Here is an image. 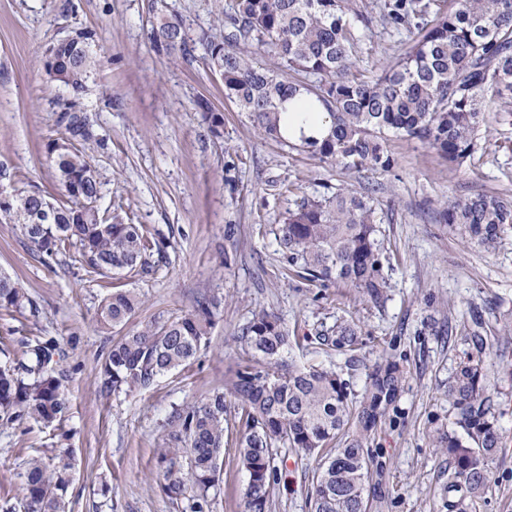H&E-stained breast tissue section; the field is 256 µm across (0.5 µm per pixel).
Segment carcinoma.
Returning a JSON list of instances; mask_svg holds the SVG:
<instances>
[{
	"mask_svg": "<svg viewBox=\"0 0 512 512\" xmlns=\"http://www.w3.org/2000/svg\"><path fill=\"white\" fill-rule=\"evenodd\" d=\"M435 0H383V20L396 30L417 34L404 57L381 74L363 79L353 73L357 38L348 16L353 0H230L216 32L202 38L208 61L224 76V97L248 113L258 133L291 149H301L322 163L345 170L389 171L395 158L387 147L388 131L417 139L439 152L448 167H462L477 151L486 125L484 103L500 102L512 112V0H457V8L430 18ZM154 47L166 54L188 51L185 22L177 13H158L152 25ZM87 37L62 46L71 60L72 88L82 89L93 63ZM269 48L280 71L256 57ZM321 106L327 134L288 138L281 125L285 103L296 97ZM211 135L224 136V117L209 102L198 101ZM65 137L78 139L57 152L50 141L62 197L49 223L25 224L22 231L47 259L74 251L88 279L134 272L161 250L142 224H126L100 214L101 183L91 152L104 144L78 100L59 116ZM91 206L76 212L72 196ZM50 196L19 189L11 212L38 213ZM441 219L461 238L486 252L496 250L512 229V199L475 193L444 202ZM378 210L368 195L353 191L305 198L280 225V245L288 252L290 272L304 281L338 282L365 301L382 307L390 283L384 270ZM31 303L20 284L0 275V309ZM141 298L117 288L103 298L101 328L124 327L137 313ZM216 303L196 300L192 311L153 319L112 342L100 365L101 390L114 395L152 387L159 378L190 364L210 340ZM473 321L470 335L478 355L459 362L448 383L454 427L439 429L434 446L448 454V501L451 512H476L490 488L489 462L504 447V435L492 412L484 355L492 344L481 338ZM335 338L321 337L338 349H358L356 326L336 325ZM245 365L231 382L230 394L241 409L239 462L248 475V512H266L277 473L276 448H292L315 458L310 488L313 512H367L371 436L385 422L390 406L406 383V372L384 354L369 369L360 393L350 391L336 371L289 360L290 336L280 318L261 308L240 336ZM56 342L35 339L28 345L32 364L0 366V416L25 414L52 424L66 409L68 376L52 364ZM33 376L27 383L18 370ZM230 405L215 390L200 402L173 410L167 421L168 447L158 452L161 490L183 512H210V491L219 481L224 433ZM463 433H458L456 428ZM72 468L69 449L45 462L27 461L21 478L23 512H62Z\"/></svg>",
	"mask_w": 512,
	"mask_h": 512,
	"instance_id": "cac0c4a2",
	"label": "carcinoma"
}]
</instances>
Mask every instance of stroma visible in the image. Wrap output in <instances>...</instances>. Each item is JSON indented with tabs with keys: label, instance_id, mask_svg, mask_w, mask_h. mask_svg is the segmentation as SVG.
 <instances>
[{
	"label": "stroma",
	"instance_id": "stroma-1",
	"mask_svg": "<svg viewBox=\"0 0 512 512\" xmlns=\"http://www.w3.org/2000/svg\"><path fill=\"white\" fill-rule=\"evenodd\" d=\"M229 0H0V190L61 191L47 154L62 138L58 117L79 97L104 149L93 163L100 212L156 233L163 249L148 268L119 280L88 281L71 254L43 262L20 225L0 219V273L17 280L32 306L0 310V365L24 357L34 339H54L53 361L66 371L67 409L45 426L22 416L0 423V504L18 500L25 462L69 449L73 468L67 512H182L160 490L157 454L175 406L226 390L242 364L239 336L254 310L279 316L298 364L335 369L360 392L382 354L407 371L405 388L371 438L370 512H448V456L431 445L433 430L452 421L448 382L475 354L465 326L480 316L492 329L486 362L492 408L505 443L490 463L491 488L477 512H512V231L487 253L441 224L449 195L512 196V119L486 105L485 144L459 170L417 141L389 136L396 164L387 172H349L308 153L261 138L247 113L224 97L201 45ZM370 17L360 28L355 73L379 75L402 57L412 33L384 26L379 0H356ZM181 15L190 52L157 51L150 31L157 9ZM88 35L94 64L80 92L50 80L47 49ZM206 98L224 117L213 138L197 109ZM370 194L381 216L391 290L384 307L341 284L294 277L279 226L301 198L325 189ZM135 289L143 304L130 321L192 311L200 296L217 304L209 346L149 389L101 393L99 370L113 331L97 312L113 284ZM355 324L362 346L349 355L319 345L336 323ZM276 490L268 512H311L316 463L278 451ZM246 472L228 441L212 512H246Z\"/></svg>",
	"mask_w": 512,
	"mask_h": 512
}]
</instances>
